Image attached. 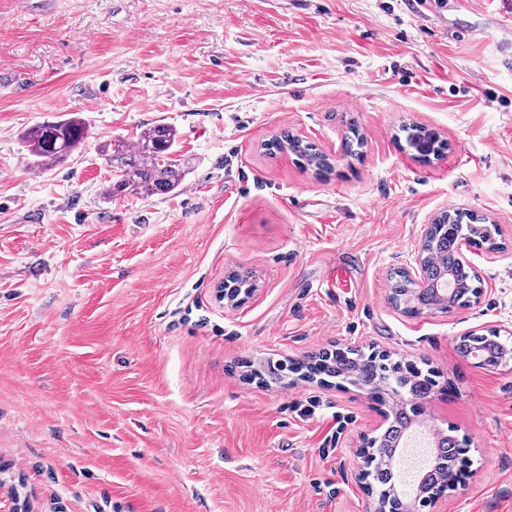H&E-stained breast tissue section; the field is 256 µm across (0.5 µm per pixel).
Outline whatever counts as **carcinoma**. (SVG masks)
<instances>
[{"label": "carcinoma", "mask_w": 512, "mask_h": 512, "mask_svg": "<svg viewBox=\"0 0 512 512\" xmlns=\"http://www.w3.org/2000/svg\"><path fill=\"white\" fill-rule=\"evenodd\" d=\"M85 131L84 122L77 117L35 125L27 137V166L33 170H46L66 160L82 143ZM176 141L177 130L174 127L158 124L140 130L132 140L117 138L102 143L99 151L112 168L107 195L149 197L179 191L187 172L181 159L176 157ZM271 146L289 149L319 172L331 169L328 158L314 145L287 132L274 138ZM448 222L455 226L454 233L446 234L436 228L423 245L427 278L415 283L401 275L394 283L391 300L397 306L404 305V312L408 314L416 315L433 309L428 303V290L446 269L454 271L461 283V292L451 305L467 306L481 292L480 279L462 258L459 244L465 241L470 246L486 245L491 248L494 245L492 229L485 219L474 214L455 212L448 216ZM502 346L501 336L491 329L485 334L462 337L458 350L464 358H471L474 352L481 351L484 354L483 365L496 367ZM288 370L299 372L309 380L326 376L367 388L382 401L393 400L400 393L421 398L436 387V380L431 374H424L409 364L392 362L386 355H364L351 349L337 351L330 357L324 354L314 356L308 362L289 369L270 364L265 372L256 371L254 375L266 383H283ZM413 410L415 406L411 403L395 406L386 430L369 441L371 464L365 476L370 478L369 486L378 498L383 502L389 501L392 512H400L401 509V501L393 494L394 489L406 486L400 450L414 427ZM466 464L462 443L454 430L450 428L440 432L434 437V445L428 450L423 467L428 492L421 499L432 503L435 497L448 490L450 483L457 480Z\"/></svg>", "instance_id": "obj_1"}]
</instances>
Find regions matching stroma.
Listing matches in <instances>:
<instances>
[{
  "label": "stroma",
  "mask_w": 512,
  "mask_h": 512,
  "mask_svg": "<svg viewBox=\"0 0 512 512\" xmlns=\"http://www.w3.org/2000/svg\"><path fill=\"white\" fill-rule=\"evenodd\" d=\"M0 0V512H373L362 450L385 424L368 391L252 377L356 349L431 373L435 427L469 467L420 512H512V0ZM88 138L27 170L26 132ZM176 128L180 191L112 199L98 147ZM449 147L417 158L404 129ZM290 131L318 175L267 143ZM444 210L494 222L466 257L481 295L404 313ZM249 271L244 303L216 286ZM272 148L281 149L288 148L297 154L307 166H311L319 172H327L331 170V163L325 155L317 152L315 146L311 143H303V140L295 138L287 132L282 133L279 137L274 138L270 143ZM505 345L497 330H488L487 334H471L463 336L458 344V350L462 357L471 358L473 353L481 351L484 354V362L481 365L496 367L500 362V351Z\"/></svg>",
  "instance_id": "stroma-1"
}]
</instances>
